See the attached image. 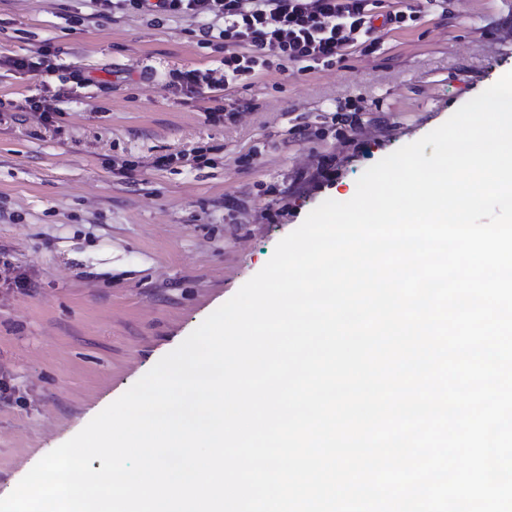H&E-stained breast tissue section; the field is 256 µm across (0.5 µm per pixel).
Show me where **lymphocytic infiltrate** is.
I'll return each mask as SVG.
<instances>
[{
	"mask_svg": "<svg viewBox=\"0 0 512 512\" xmlns=\"http://www.w3.org/2000/svg\"><path fill=\"white\" fill-rule=\"evenodd\" d=\"M97 14L128 9L157 10L174 17L203 20V36L219 31L224 40V78L211 71L180 73L177 89L188 96L209 95L220 111H239L228 92L241 77L270 67L285 72L301 65L332 67L358 47L377 45L383 20L390 29L420 21L417 5L386 9L384 0H88Z\"/></svg>",
	"mask_w": 512,
	"mask_h": 512,
	"instance_id": "lymphocytic-infiltrate-1",
	"label": "lymphocytic infiltrate"
}]
</instances>
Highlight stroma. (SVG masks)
Returning a JSON list of instances; mask_svg holds the SVG:
<instances>
[{
    "label": "stroma",
    "mask_w": 512,
    "mask_h": 512,
    "mask_svg": "<svg viewBox=\"0 0 512 512\" xmlns=\"http://www.w3.org/2000/svg\"><path fill=\"white\" fill-rule=\"evenodd\" d=\"M194 19L0 0V497L174 350L324 200L512 71V0H432L336 67L270 71L234 117L174 88L222 74ZM358 109L349 127L344 114ZM310 136L296 138L299 127ZM165 165H158V158ZM330 178L310 183L317 165ZM24 274L30 289L8 287Z\"/></svg>",
    "instance_id": "obj_1"
}]
</instances>
